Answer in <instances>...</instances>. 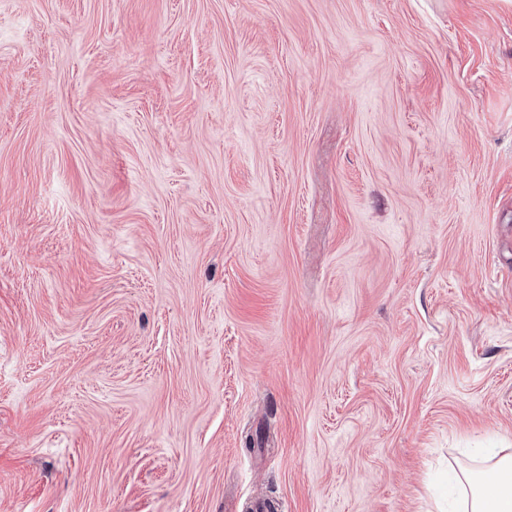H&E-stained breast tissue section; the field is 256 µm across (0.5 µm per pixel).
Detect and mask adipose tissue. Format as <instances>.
Segmentation results:
<instances>
[{
  "instance_id": "adipose-tissue-1",
  "label": "adipose tissue",
  "mask_w": 512,
  "mask_h": 512,
  "mask_svg": "<svg viewBox=\"0 0 512 512\" xmlns=\"http://www.w3.org/2000/svg\"><path fill=\"white\" fill-rule=\"evenodd\" d=\"M459 512H512V452L495 454L482 470L462 472Z\"/></svg>"
}]
</instances>
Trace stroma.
I'll return each instance as SVG.
<instances>
[{
	"instance_id": "obj_1",
	"label": "stroma",
	"mask_w": 512,
	"mask_h": 512,
	"mask_svg": "<svg viewBox=\"0 0 512 512\" xmlns=\"http://www.w3.org/2000/svg\"><path fill=\"white\" fill-rule=\"evenodd\" d=\"M512 447V0H0V512H455Z\"/></svg>"
}]
</instances>
